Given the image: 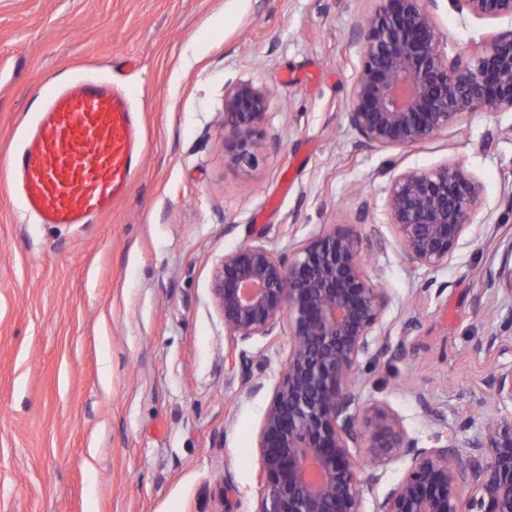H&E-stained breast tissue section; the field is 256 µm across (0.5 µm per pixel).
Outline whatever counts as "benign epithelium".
<instances>
[{"instance_id": "obj_1", "label": "benign epithelium", "mask_w": 512, "mask_h": 512, "mask_svg": "<svg viewBox=\"0 0 512 512\" xmlns=\"http://www.w3.org/2000/svg\"><path fill=\"white\" fill-rule=\"evenodd\" d=\"M355 29L361 66L348 94L347 118L370 148H408L458 126L474 112H512V30L498 32L466 62L439 49L434 13L424 0H378ZM461 12L489 22L512 21V0H452ZM269 101L253 82L224 92V144L241 168L256 162ZM480 185L459 165L408 168L391 181L386 208L403 253L434 269L448 263L474 224ZM368 236L327 230L286 259L261 244L224 254L212 293L235 341L270 336L288 322L291 350L258 433L265 489L255 512H364L379 467L408 460L405 475L376 501L374 512H512V418L466 434L448 426L421 447L400 419L376 406L358 427L352 378L361 360L391 352L377 331L389 298L363 260ZM512 298V266L489 279ZM496 357L512 355V336L485 343ZM485 400L512 404V363H496ZM366 447L364 457L351 449Z\"/></svg>"}]
</instances>
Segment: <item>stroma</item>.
<instances>
[{"label":"stroma","instance_id":"35a3bbf8","mask_svg":"<svg viewBox=\"0 0 512 512\" xmlns=\"http://www.w3.org/2000/svg\"><path fill=\"white\" fill-rule=\"evenodd\" d=\"M376 0H0V512H255L257 437L291 347L287 324L232 343L211 292L224 254L293 256L337 227L387 239L367 264L397 356L361 366L363 410L394 412L420 446L433 407L481 430L478 405L512 299L486 283L512 256V112H475L408 149H372L346 110L355 24ZM440 49L466 58L512 30L438 0ZM130 89L144 158L96 223H35L10 164L47 84ZM269 96L253 169L224 145V91ZM458 163L480 221L447 265L407 260L385 208L407 168ZM252 360L241 377L230 348Z\"/></svg>","mask_w":512,"mask_h":512}]
</instances>
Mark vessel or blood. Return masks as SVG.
Wrapping results in <instances>:
<instances>
[{
  "label": "vessel or blood",
  "instance_id": "1",
  "mask_svg": "<svg viewBox=\"0 0 512 512\" xmlns=\"http://www.w3.org/2000/svg\"><path fill=\"white\" fill-rule=\"evenodd\" d=\"M141 154L128 94L80 78L51 86L14 161L24 212L40 224H90L128 192Z\"/></svg>",
  "mask_w": 512,
  "mask_h": 512
}]
</instances>
